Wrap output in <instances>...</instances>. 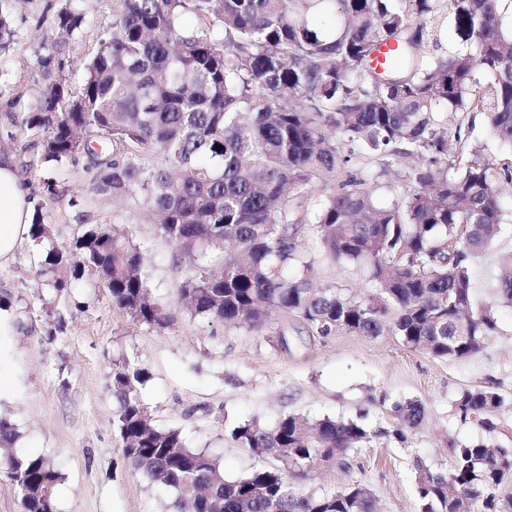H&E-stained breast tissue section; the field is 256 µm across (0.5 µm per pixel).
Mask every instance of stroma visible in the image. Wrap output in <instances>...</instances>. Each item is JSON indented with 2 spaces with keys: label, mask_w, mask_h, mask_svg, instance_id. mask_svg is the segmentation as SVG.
<instances>
[{
  "label": "stroma",
  "mask_w": 512,
  "mask_h": 512,
  "mask_svg": "<svg viewBox=\"0 0 512 512\" xmlns=\"http://www.w3.org/2000/svg\"><path fill=\"white\" fill-rule=\"evenodd\" d=\"M59 5H6L14 44L0 52V83L7 86L0 95V157L13 160L32 208L47 214L60 249H69L86 225H128L146 252L153 296L172 322L161 332L132 324L88 276L59 293L41 287L40 255L22 237L0 266V312L13 327L11 335H0V372L11 378L10 390L0 395V416L18 431L15 453L44 456L60 470L58 512H177L173 490L134 473L113 430L112 364L131 358L149 373L140 398L154 423L179 429L188 446L212 456L228 479L275 465L233 440V429L245 421L272 428L297 413L360 417L378 428L391 423L393 403L421 401L425 420L405 442L384 440L355 450L349 467L318 468L300 485L302 492L319 494L358 480L370 488L377 512H419L416 462L445 471L451 444L493 440L452 416L458 391L494 387L504 398L498 418L512 429V307H497L498 333L466 360L434 359L392 336H311L280 313L258 330L190 317L177 300L188 261L177 258L176 246L142 212L89 195L86 158L44 162L37 136L13 125L14 115L37 101L44 81L37 52L57 33ZM117 5L80 0L86 21L69 40L64 66L70 87L83 82ZM499 202L506 216L501 233L472 264L475 299L483 305L493 303L499 259L512 251V189ZM303 247L314 259L315 285L370 293L361 272L322 261L315 237L304 238ZM282 330L288 335L285 350L279 345Z\"/></svg>",
  "instance_id": "obj_1"
}]
</instances>
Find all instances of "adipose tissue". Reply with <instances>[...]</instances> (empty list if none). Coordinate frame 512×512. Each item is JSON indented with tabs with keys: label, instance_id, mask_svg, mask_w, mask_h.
Returning <instances> with one entry per match:
<instances>
[{
	"label": "adipose tissue",
	"instance_id": "ef3b65f1",
	"mask_svg": "<svg viewBox=\"0 0 512 512\" xmlns=\"http://www.w3.org/2000/svg\"><path fill=\"white\" fill-rule=\"evenodd\" d=\"M30 223L27 199L10 160L0 161V263L13 254Z\"/></svg>",
	"mask_w": 512,
	"mask_h": 512
}]
</instances>
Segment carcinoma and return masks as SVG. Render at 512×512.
<instances>
[{"mask_svg":"<svg viewBox=\"0 0 512 512\" xmlns=\"http://www.w3.org/2000/svg\"><path fill=\"white\" fill-rule=\"evenodd\" d=\"M76 2L62 0L59 37L41 45L37 102L14 124L40 137L44 162L84 155L92 193L157 218L191 260L178 285L191 317L258 329L278 310L321 337L394 336L434 359L472 358L498 332L494 306L474 302L471 260L498 237L500 190L512 185V27L502 22L512 0H448L470 50L439 56L423 50L439 0H120L109 37L72 89L62 73L66 44L84 24ZM12 38L0 7V51ZM388 42L396 60L378 73L372 57ZM441 104L457 113L453 123ZM472 112L485 114L504 149L496 163L470 142ZM404 157L414 164L381 206L370 169L386 172ZM317 180L332 190L315 204ZM309 233L374 292L357 300L347 288L314 287V260L301 249ZM29 237L45 287L67 288L90 271L133 322L170 325L131 234L89 225L63 251L36 212ZM501 263L496 301L512 306V253ZM147 380L135 363L114 365L113 427L130 467L190 512H376L359 481L321 494L298 486L321 462L347 466L355 448L405 441L426 414L405 400L392 406L390 426L374 430L294 413L272 429L247 421L232 439L278 468L227 480L179 430L154 424L139 397ZM502 403L493 388L464 389L451 411L496 433ZM17 438L0 417V470L24 487L23 512H57L60 472L42 456L15 454ZM415 467L420 512H512V438L452 444L446 472Z\"/></svg>","mask_w":512,"mask_h":512,"instance_id":"1","label":"carcinoma"}]
</instances>
